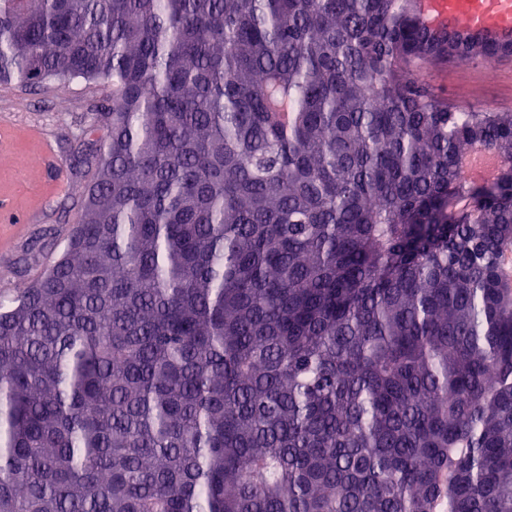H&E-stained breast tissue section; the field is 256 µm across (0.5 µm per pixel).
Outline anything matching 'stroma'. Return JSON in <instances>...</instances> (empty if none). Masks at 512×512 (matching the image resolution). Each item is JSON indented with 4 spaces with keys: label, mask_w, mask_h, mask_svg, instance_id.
Instances as JSON below:
<instances>
[{
    "label": "stroma",
    "mask_w": 512,
    "mask_h": 512,
    "mask_svg": "<svg viewBox=\"0 0 512 512\" xmlns=\"http://www.w3.org/2000/svg\"><path fill=\"white\" fill-rule=\"evenodd\" d=\"M428 77L449 102L512 111V56L493 68L451 63ZM112 103L105 81H75L68 95L56 82L0 86V286L31 284L62 253L77 221L78 195L93 171L78 163L83 129ZM63 162L55 171L52 161Z\"/></svg>",
    "instance_id": "1"
}]
</instances>
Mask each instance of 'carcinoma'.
Listing matches in <instances>:
<instances>
[{
	"label": "carcinoma",
	"mask_w": 512,
	"mask_h": 512,
	"mask_svg": "<svg viewBox=\"0 0 512 512\" xmlns=\"http://www.w3.org/2000/svg\"><path fill=\"white\" fill-rule=\"evenodd\" d=\"M504 56L416 0H0V85L112 82L0 289V512H512V112L427 78Z\"/></svg>",
	"instance_id": "1"
}]
</instances>
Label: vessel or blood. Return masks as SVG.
I'll return each instance as SVG.
<instances>
[{"label": "vessel or blood", "instance_id": "obj_1", "mask_svg": "<svg viewBox=\"0 0 512 512\" xmlns=\"http://www.w3.org/2000/svg\"><path fill=\"white\" fill-rule=\"evenodd\" d=\"M424 24L489 40L512 38V0H419Z\"/></svg>", "mask_w": 512, "mask_h": 512}]
</instances>
